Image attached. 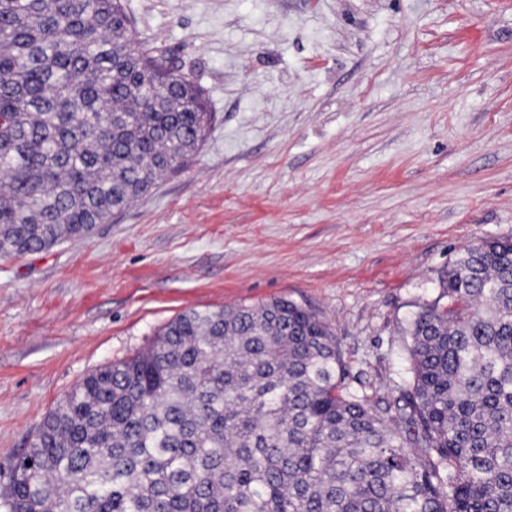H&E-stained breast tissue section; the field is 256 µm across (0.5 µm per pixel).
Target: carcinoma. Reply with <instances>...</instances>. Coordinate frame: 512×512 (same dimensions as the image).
I'll return each mask as SVG.
<instances>
[{
	"mask_svg": "<svg viewBox=\"0 0 512 512\" xmlns=\"http://www.w3.org/2000/svg\"><path fill=\"white\" fill-rule=\"evenodd\" d=\"M211 125L123 0H0V258L88 237ZM440 288L382 404L299 302L178 315L45 416L12 512H512V239L464 249Z\"/></svg>",
	"mask_w": 512,
	"mask_h": 512,
	"instance_id": "1",
	"label": "carcinoma"
}]
</instances>
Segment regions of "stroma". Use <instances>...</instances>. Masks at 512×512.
Returning <instances> with one entry per match:
<instances>
[{"label": "stroma", "instance_id": "35a3bbf8", "mask_svg": "<svg viewBox=\"0 0 512 512\" xmlns=\"http://www.w3.org/2000/svg\"><path fill=\"white\" fill-rule=\"evenodd\" d=\"M124 6L202 87L212 130L84 241L0 259V512L51 408L177 315L305 303L384 401L442 272L512 238V0Z\"/></svg>", "mask_w": 512, "mask_h": 512}]
</instances>
